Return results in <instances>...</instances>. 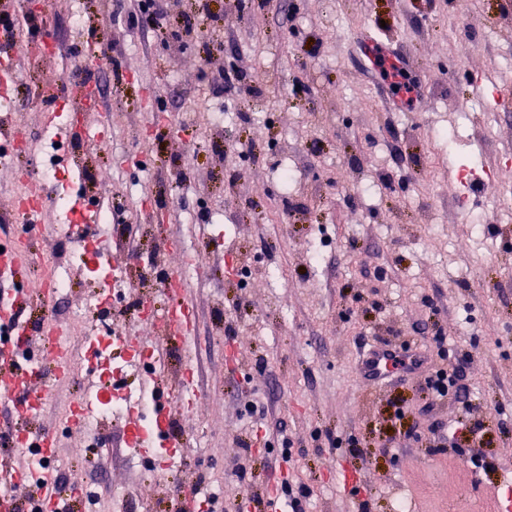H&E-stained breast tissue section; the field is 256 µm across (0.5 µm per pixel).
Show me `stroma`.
Instances as JSON below:
<instances>
[{"label":"stroma","instance_id":"obj_1","mask_svg":"<svg viewBox=\"0 0 512 512\" xmlns=\"http://www.w3.org/2000/svg\"><path fill=\"white\" fill-rule=\"evenodd\" d=\"M133 0H43L52 27L0 0V44L18 46L16 76L0 103V243L24 256L0 295L36 297L32 326L84 319L71 331L121 325L144 345L170 304L159 286L185 276L199 349L185 445L173 458L130 457L124 413L95 433L64 430L62 415L88 387L76 365L55 379L41 422L57 438L65 483L94 488V512H175L184 493L218 488L219 504L268 512L276 482L306 484L302 512H494L512 480V0H169L162 27L128 28ZM197 17L224 46L174 42ZM384 24L412 59L411 111L388 109L350 44L363 23ZM104 42L112 64L92 73L101 112L70 114L81 143L59 139L42 115L81 95L69 81L74 46ZM244 72L256 93L213 91L223 70ZM111 143L107 153L92 139ZM67 157L48 197L82 189L112 222L98 241L140 282V292L86 308L94 273L70 266L73 248L54 206L41 230L12 221L26 177ZM295 179L281 186L280 172ZM207 264L183 270V254ZM66 271L65 299L45 300ZM443 337L469 354L461 380L482 430L461 447L429 448L433 421L455 426L461 404L422 411L429 369L381 385L358 365L373 345ZM405 416H389L391 403ZM359 453H350L347 438ZM250 501H243L245 489Z\"/></svg>","mask_w":512,"mask_h":512}]
</instances>
